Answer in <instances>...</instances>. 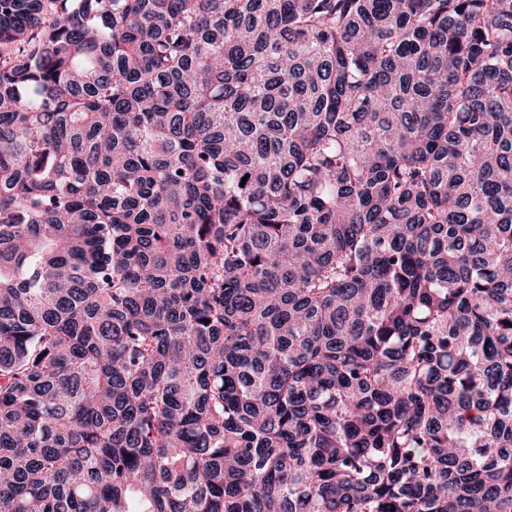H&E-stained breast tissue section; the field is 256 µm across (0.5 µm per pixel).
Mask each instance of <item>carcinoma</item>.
<instances>
[{
    "label": "carcinoma",
    "mask_w": 512,
    "mask_h": 512,
    "mask_svg": "<svg viewBox=\"0 0 512 512\" xmlns=\"http://www.w3.org/2000/svg\"><path fill=\"white\" fill-rule=\"evenodd\" d=\"M0 512H512V0H0Z\"/></svg>",
    "instance_id": "obj_1"
}]
</instances>
